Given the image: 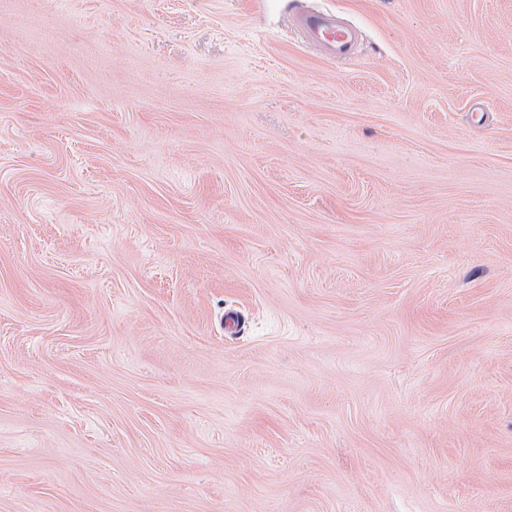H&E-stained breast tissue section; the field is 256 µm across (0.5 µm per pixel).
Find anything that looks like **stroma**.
Here are the masks:
<instances>
[{
    "label": "stroma",
    "mask_w": 512,
    "mask_h": 512,
    "mask_svg": "<svg viewBox=\"0 0 512 512\" xmlns=\"http://www.w3.org/2000/svg\"><path fill=\"white\" fill-rule=\"evenodd\" d=\"M0 512H512V0H0ZM306 39L331 60L349 61L359 39V31L336 18L334 13L307 10L299 16Z\"/></svg>",
    "instance_id": "obj_1"
}]
</instances>
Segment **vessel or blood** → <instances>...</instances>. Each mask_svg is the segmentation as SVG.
I'll return each mask as SVG.
<instances>
[{"label":"vessel or blood","mask_w":512,"mask_h":512,"mask_svg":"<svg viewBox=\"0 0 512 512\" xmlns=\"http://www.w3.org/2000/svg\"><path fill=\"white\" fill-rule=\"evenodd\" d=\"M300 26L308 41L315 44L331 60H351L359 39L356 28L339 21L335 14L307 10L299 16Z\"/></svg>","instance_id":"1"}]
</instances>
